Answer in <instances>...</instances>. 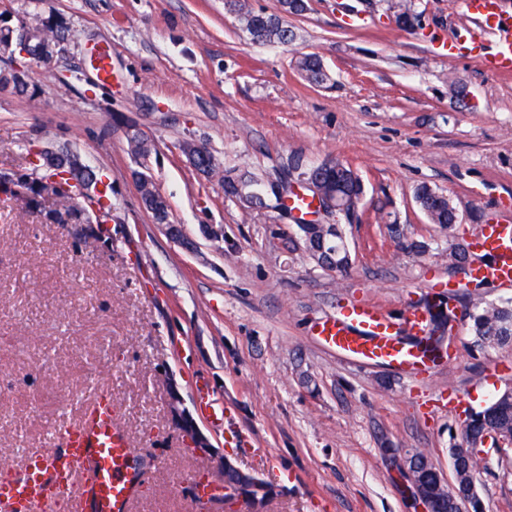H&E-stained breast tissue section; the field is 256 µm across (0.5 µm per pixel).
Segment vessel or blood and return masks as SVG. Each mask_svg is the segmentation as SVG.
Returning <instances> with one entry per match:
<instances>
[{"mask_svg":"<svg viewBox=\"0 0 512 512\" xmlns=\"http://www.w3.org/2000/svg\"><path fill=\"white\" fill-rule=\"evenodd\" d=\"M467 16L489 30L508 24L497 0H464ZM490 72L512 71V43L496 52L477 51ZM471 248L477 260L470 267L474 284L512 288V222L481 225ZM430 313L416 307L402 318L376 305L349 302L337 307L315 325L314 336L326 349L360 363H381L408 374L432 370L436 362L423 340L429 332ZM414 335L404 342L400 332ZM196 402L202 415L232 428L230 409L213 402L204 377L196 379ZM66 448L60 454H33L22 475L0 481V500L14 503L18 512H55L67 503L70 512H125L140 479L130 444L112 416V396L99 392L83 422L64 429Z\"/></svg>","mask_w":512,"mask_h":512,"instance_id":"1","label":"vessel or blood"}]
</instances>
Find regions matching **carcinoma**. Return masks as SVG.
Instances as JSON below:
<instances>
[{
  "mask_svg": "<svg viewBox=\"0 0 512 512\" xmlns=\"http://www.w3.org/2000/svg\"><path fill=\"white\" fill-rule=\"evenodd\" d=\"M282 14H267L254 10L248 0H225V9L238 16L244 23L251 39L259 44H288L294 39L293 31L285 23L284 16L300 15L307 10L306 0H280ZM389 9L393 11L395 22L401 29L413 28L421 24L413 0H392ZM43 30L62 44L69 41V29L63 22L53 18H40ZM304 79L315 86L328 80L321 59L307 55L299 63ZM191 165L199 172L207 174L216 167L215 159L202 148L195 151ZM29 183L26 195L19 199L29 212L45 214L56 224H100L107 222L109 207L98 197L96 208H91L79 196V186L92 182L97 177L94 170L82 164L68 148H60L49 155L41 164H30ZM71 185L72 195L65 203L50 197V187L61 181ZM305 182L316 184L324 193L336 196L346 210H356L365 196V185L357 171L348 163L339 160H324L306 166L295 160L288 172L273 183L270 179L253 171L224 173L223 190L227 197L238 200L248 208H268L271 202L291 197H312L306 192ZM143 207L148 210L155 222L169 225L170 237L186 247L192 246L183 234L180 225L169 224V205L160 193L139 192ZM415 202L426 211L429 223L436 225L448 237L453 236L458 213L447 194L423 184L414 192ZM328 217L315 207V218L301 221L297 225V236L302 238L305 253L319 267L343 273L352 266L342 243L339 224H327ZM468 332L474 346L480 349L503 348L512 345V303L475 306L468 313ZM461 441L459 445L474 446L484 436L507 437L512 434V390L506 388L486 407L479 410L468 408L464 411ZM415 476L423 487L426 497L432 499L434 512H448V497L436 492L434 473L430 462L423 453H414ZM240 475L237 465L224 470V493L222 498L234 497Z\"/></svg>",
  "mask_w": 512,
  "mask_h": 512,
  "instance_id": "cac0c4a2",
  "label": "carcinoma"
}]
</instances>
